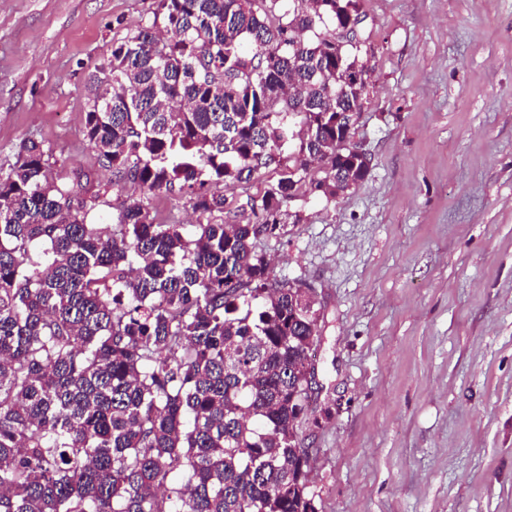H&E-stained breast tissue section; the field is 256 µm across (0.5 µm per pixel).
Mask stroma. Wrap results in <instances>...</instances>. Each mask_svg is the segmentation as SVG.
<instances>
[{
	"label": "stroma",
	"instance_id": "35a3bbf8",
	"mask_svg": "<svg viewBox=\"0 0 512 512\" xmlns=\"http://www.w3.org/2000/svg\"><path fill=\"white\" fill-rule=\"evenodd\" d=\"M156 0H0V174L107 182L86 76ZM367 178L262 240L322 307L316 512H512V0H363Z\"/></svg>",
	"mask_w": 512,
	"mask_h": 512
}]
</instances>
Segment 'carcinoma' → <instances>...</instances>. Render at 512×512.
Listing matches in <instances>:
<instances>
[{
    "label": "carcinoma",
    "mask_w": 512,
    "mask_h": 512,
    "mask_svg": "<svg viewBox=\"0 0 512 512\" xmlns=\"http://www.w3.org/2000/svg\"><path fill=\"white\" fill-rule=\"evenodd\" d=\"M362 16L361 0H157L112 43L84 137L112 185L187 196L191 226L142 198L91 224L110 189L82 196L20 145L0 176V512H315L297 473L320 314L258 243L300 222L298 195L369 173L346 139L363 40L336 37ZM266 170L262 196L226 195Z\"/></svg>",
    "instance_id": "carcinoma-1"
}]
</instances>
